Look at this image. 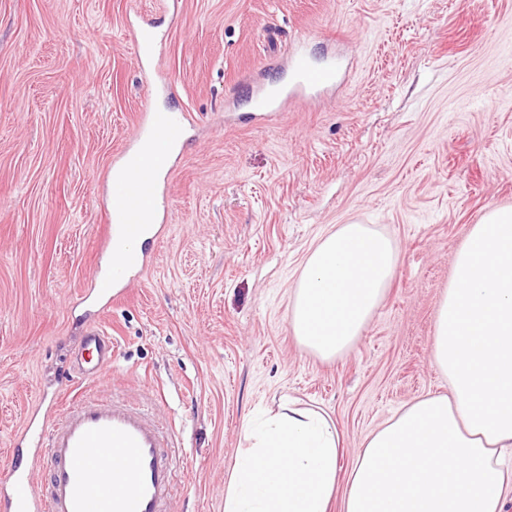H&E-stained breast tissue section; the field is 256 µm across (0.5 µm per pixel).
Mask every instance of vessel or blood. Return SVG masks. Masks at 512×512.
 <instances>
[{"label":"vessel or blood","mask_w":512,"mask_h":512,"mask_svg":"<svg viewBox=\"0 0 512 512\" xmlns=\"http://www.w3.org/2000/svg\"><path fill=\"white\" fill-rule=\"evenodd\" d=\"M285 88H255L251 108L257 115L279 111L285 101L335 85L343 75L336 58L313 63L295 54ZM193 119L185 112L143 114L140 143L115 161L109 189L112 207L101 243L112 260L87 297L112 303L147 259L133 246L146 232L163 235L158 224L164 181L174 152ZM115 342L99 323H90L74 354L68 379L83 390L60 393L42 416H29L16 434V447L36 451L34 468L45 489L33 491L30 467L15 461L0 477V512H173L175 443L137 402L118 392L101 395L88 389L111 367Z\"/></svg>","instance_id":"1"}]
</instances>
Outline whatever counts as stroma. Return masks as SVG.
<instances>
[{"label":"stroma","mask_w":512,"mask_h":512,"mask_svg":"<svg viewBox=\"0 0 512 512\" xmlns=\"http://www.w3.org/2000/svg\"><path fill=\"white\" fill-rule=\"evenodd\" d=\"M297 52L335 54L344 81L252 119V89L286 84ZM149 108L194 123L155 260L101 317L104 379L176 433L175 512H224L244 425L284 398L336 422L349 470L405 403L448 391L431 343L453 256L512 206V0H0V474L81 341L109 262L102 179ZM353 222L399 262L323 360L290 329L291 293Z\"/></svg>","instance_id":"1"}]
</instances>
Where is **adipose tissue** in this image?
Segmentation results:
<instances>
[{
  "label": "adipose tissue",
  "instance_id": "1",
  "mask_svg": "<svg viewBox=\"0 0 512 512\" xmlns=\"http://www.w3.org/2000/svg\"><path fill=\"white\" fill-rule=\"evenodd\" d=\"M398 255L365 224L320 238L295 283L290 326L307 352L331 359L361 335ZM450 393L406 404L370 434L347 476L342 436L314 408L283 405L229 470L224 512H502L512 477V207H494L453 258L432 340Z\"/></svg>",
  "mask_w": 512,
  "mask_h": 512
}]
</instances>
